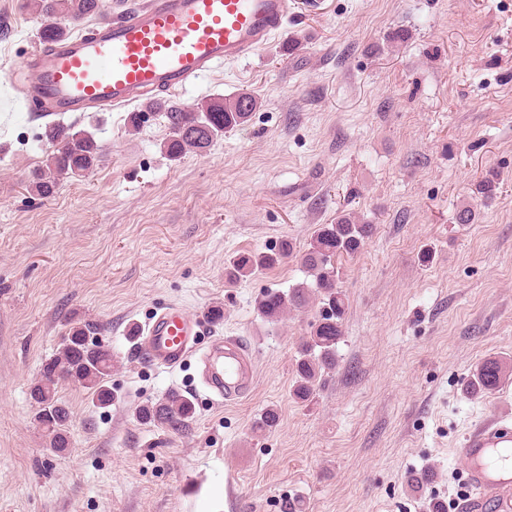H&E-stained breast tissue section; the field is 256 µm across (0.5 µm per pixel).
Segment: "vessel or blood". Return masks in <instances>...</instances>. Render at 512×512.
I'll return each instance as SVG.
<instances>
[{
    "instance_id": "vessel-or-blood-1",
    "label": "vessel or blood",
    "mask_w": 512,
    "mask_h": 512,
    "mask_svg": "<svg viewBox=\"0 0 512 512\" xmlns=\"http://www.w3.org/2000/svg\"><path fill=\"white\" fill-rule=\"evenodd\" d=\"M293 8L294 0H135L89 34L37 44L7 79L27 104L48 114L117 111L159 92L186 91L217 67L267 48ZM203 327L198 316L168 306L152 318L138 350L167 371L198 355L202 383L218 400L250 394L257 381L251 350L228 337L197 352ZM456 453L469 492L462 512H512V422L489 416Z\"/></svg>"
}]
</instances>
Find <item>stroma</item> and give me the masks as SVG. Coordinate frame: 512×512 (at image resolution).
<instances>
[{"mask_svg":"<svg viewBox=\"0 0 512 512\" xmlns=\"http://www.w3.org/2000/svg\"><path fill=\"white\" fill-rule=\"evenodd\" d=\"M36 15L35 0H0V67L39 42ZM243 91L259 101L250 121L177 160L159 116L134 130L124 111L66 115L103 152L41 196L48 120L0 79V512H459L455 448L491 409L512 414V379L462 390L480 361L512 356V0H316L287 39L174 99ZM489 174L486 203L474 190ZM465 205L473 223L456 220ZM343 210L372 232L334 261L338 363L301 404L295 360L318 304L276 322L256 306L305 280L297 256L247 280L225 268L285 239L304 251ZM171 304L223 307L197 349L243 339L249 397L212 400L196 358L166 372L138 353L129 327ZM83 319L112 347V402L59 386L57 454L30 391ZM173 392L195 407L189 429L139 420ZM270 408L277 423L255 431Z\"/></svg>","mask_w":512,"mask_h":512,"instance_id":"1","label":"stroma"}]
</instances>
